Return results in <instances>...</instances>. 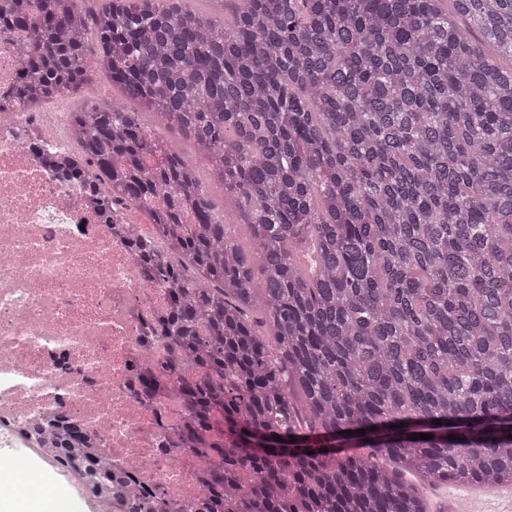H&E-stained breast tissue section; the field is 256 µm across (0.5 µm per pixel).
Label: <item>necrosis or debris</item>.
I'll return each mask as SVG.
<instances>
[{"instance_id": "obj_1", "label": "necrosis or debris", "mask_w": 512, "mask_h": 512, "mask_svg": "<svg viewBox=\"0 0 512 512\" xmlns=\"http://www.w3.org/2000/svg\"><path fill=\"white\" fill-rule=\"evenodd\" d=\"M0 47V469L30 483L12 448L55 467L27 426L64 414L83 421L110 462L133 478L136 493L158 487L182 508L203 493L205 459L158 442L173 410L176 381L164 395L141 396L138 367L164 359L143 326L165 289L146 277L126 244L143 225L128 220L113 237L80 185L63 183L39 160L63 146L68 92L51 111L22 107L23 73L14 50Z\"/></svg>"}]
</instances>
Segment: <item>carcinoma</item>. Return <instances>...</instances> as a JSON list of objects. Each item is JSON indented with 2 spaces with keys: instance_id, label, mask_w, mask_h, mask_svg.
<instances>
[{
  "instance_id": "1",
  "label": "carcinoma",
  "mask_w": 512,
  "mask_h": 512,
  "mask_svg": "<svg viewBox=\"0 0 512 512\" xmlns=\"http://www.w3.org/2000/svg\"><path fill=\"white\" fill-rule=\"evenodd\" d=\"M91 2L0 0V33L29 32L20 101L100 63L157 116L87 103L70 134L95 166H50L110 226L108 185L149 217L134 248L172 299L146 335L163 371L198 370L177 444L209 460L211 494L190 512H429L408 474L511 488L512 0H241L230 18L227 0H100L89 30ZM57 422L60 469L106 481L125 512H167L158 494L125 503L130 476L83 422ZM171 138L175 141L176 149L182 154L183 158L189 163L195 164L198 167H200L202 178L204 182H206L209 185V189L215 203L218 206L222 207L224 199V189L220 185L208 183V173L205 167L202 164L198 163V157L194 151L192 144L186 140L179 138L176 135H171Z\"/></svg>"
}]
</instances>
